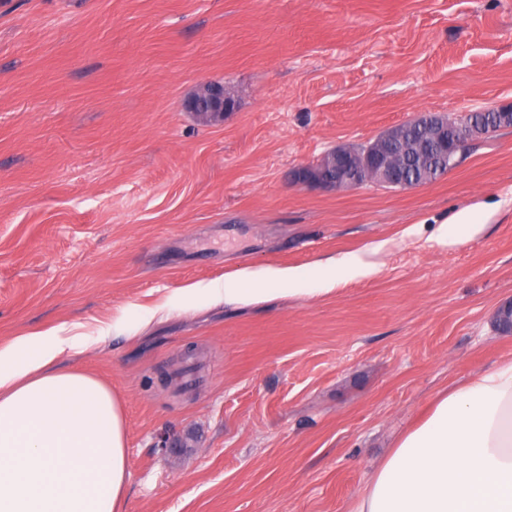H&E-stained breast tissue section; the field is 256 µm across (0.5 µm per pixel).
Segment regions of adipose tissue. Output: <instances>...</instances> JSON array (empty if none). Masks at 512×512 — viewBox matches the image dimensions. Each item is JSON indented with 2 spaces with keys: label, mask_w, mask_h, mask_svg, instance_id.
Returning a JSON list of instances; mask_svg holds the SVG:
<instances>
[{
  "label": "adipose tissue",
  "mask_w": 512,
  "mask_h": 512,
  "mask_svg": "<svg viewBox=\"0 0 512 512\" xmlns=\"http://www.w3.org/2000/svg\"><path fill=\"white\" fill-rule=\"evenodd\" d=\"M375 270L349 252L310 267H241L176 296L186 306L322 295ZM88 343L75 323L0 343V512H125L122 408L69 363ZM348 512H512V358L439 392Z\"/></svg>",
  "instance_id": "obj_1"
}]
</instances>
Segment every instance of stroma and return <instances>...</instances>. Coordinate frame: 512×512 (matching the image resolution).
<instances>
[{
	"label": "stroma",
	"instance_id": "1",
	"mask_svg": "<svg viewBox=\"0 0 512 512\" xmlns=\"http://www.w3.org/2000/svg\"><path fill=\"white\" fill-rule=\"evenodd\" d=\"M204 81L236 94L215 124L187 107ZM511 106L512 0H0V342L106 330L72 362L122 403L126 512H345L438 392L512 357V127L416 189L293 174ZM351 251L376 271L332 294L138 322ZM446 221L443 224H439L437 229V237L444 243H463L472 230V224L470 222V214L468 212H460L454 218L453 224H447Z\"/></svg>",
	"mask_w": 512,
	"mask_h": 512
}]
</instances>
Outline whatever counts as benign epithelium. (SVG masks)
<instances>
[{
    "instance_id": "obj_1",
    "label": "benign epithelium",
    "mask_w": 512,
    "mask_h": 512,
    "mask_svg": "<svg viewBox=\"0 0 512 512\" xmlns=\"http://www.w3.org/2000/svg\"><path fill=\"white\" fill-rule=\"evenodd\" d=\"M190 108L194 112L207 114L216 121L223 118L224 85L210 81L202 83L190 101ZM411 122H418L420 128L427 130V135L421 140L420 149L431 156V161L439 163V166H448L449 152L460 142L462 127L449 124L445 115L440 113L420 114L411 119ZM391 139L392 134H381L365 143L359 152L348 145H338L335 152L299 168L296 182L304 186H320L333 190L343 182L355 188L363 185L361 175L367 172L385 186L400 189L418 187V184L406 179L405 172L392 167L388 160L392 149Z\"/></svg>"
}]
</instances>
